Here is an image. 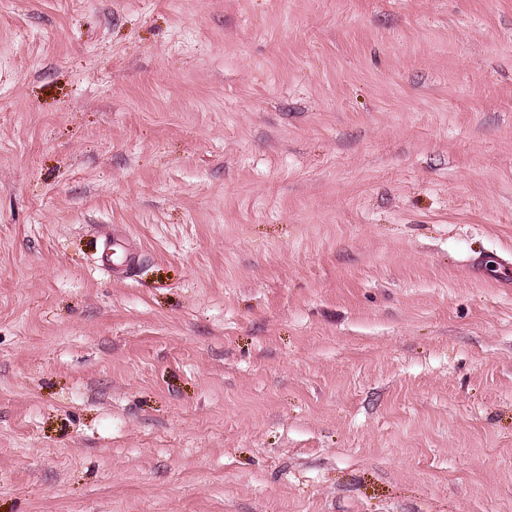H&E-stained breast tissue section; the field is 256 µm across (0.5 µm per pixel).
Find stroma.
Wrapping results in <instances>:
<instances>
[{
  "mask_svg": "<svg viewBox=\"0 0 512 512\" xmlns=\"http://www.w3.org/2000/svg\"><path fill=\"white\" fill-rule=\"evenodd\" d=\"M504 260L512 0H0V512H512ZM104 249L111 253L110 257L118 256L126 270L133 269L141 258L137 252L127 247L124 236L115 231L112 232V240L104 244Z\"/></svg>",
  "mask_w": 512,
  "mask_h": 512,
  "instance_id": "obj_1",
  "label": "stroma"
}]
</instances>
